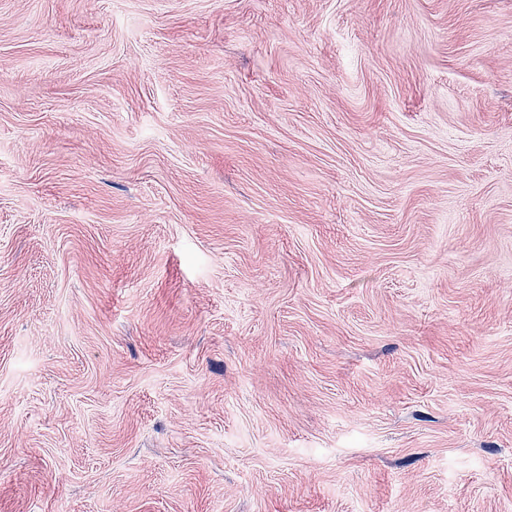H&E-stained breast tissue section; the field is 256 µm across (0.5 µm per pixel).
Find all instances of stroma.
I'll use <instances>...</instances> for the list:
<instances>
[{
    "label": "stroma",
    "mask_w": 512,
    "mask_h": 512,
    "mask_svg": "<svg viewBox=\"0 0 512 512\" xmlns=\"http://www.w3.org/2000/svg\"><path fill=\"white\" fill-rule=\"evenodd\" d=\"M0 512H512V0H0Z\"/></svg>",
    "instance_id": "obj_1"
}]
</instances>
